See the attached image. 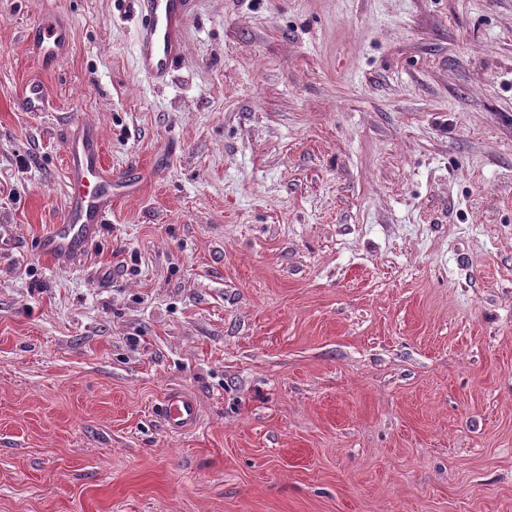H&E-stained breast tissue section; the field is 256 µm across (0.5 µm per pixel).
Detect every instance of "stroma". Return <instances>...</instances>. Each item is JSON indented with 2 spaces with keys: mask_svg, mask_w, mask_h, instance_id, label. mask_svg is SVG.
I'll return each instance as SVG.
<instances>
[{
  "mask_svg": "<svg viewBox=\"0 0 512 512\" xmlns=\"http://www.w3.org/2000/svg\"><path fill=\"white\" fill-rule=\"evenodd\" d=\"M137 31L0 0V512H512V0H195L159 83ZM77 120L123 185L53 262ZM69 19L62 14H45L37 25L28 29L25 47L44 68H53L69 52ZM47 90L38 81L26 83L20 91L18 105L25 112H41L45 109ZM163 423L172 433H183L194 428L199 420V409L194 396L185 389H171L160 406Z\"/></svg>",
  "mask_w": 512,
  "mask_h": 512,
  "instance_id": "obj_1",
  "label": "stroma"
}]
</instances>
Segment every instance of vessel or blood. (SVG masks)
<instances>
[{"label": "vessel or blood", "mask_w": 512, "mask_h": 512, "mask_svg": "<svg viewBox=\"0 0 512 512\" xmlns=\"http://www.w3.org/2000/svg\"><path fill=\"white\" fill-rule=\"evenodd\" d=\"M194 0H141L136 54L141 71L164 77L181 57L185 20ZM71 25L62 14L44 15L28 29L25 47L44 68L56 66L69 52ZM47 90L37 81L26 83L18 105L26 112H40L46 106ZM69 193L62 223L39 241L40 252L54 259L80 255L93 243L112 212V188L116 178L101 161L98 128L77 126L70 134L67 154ZM163 423L173 433L194 428L199 409L194 396L184 389L167 392L160 407Z\"/></svg>", "instance_id": "obj_1"}]
</instances>
